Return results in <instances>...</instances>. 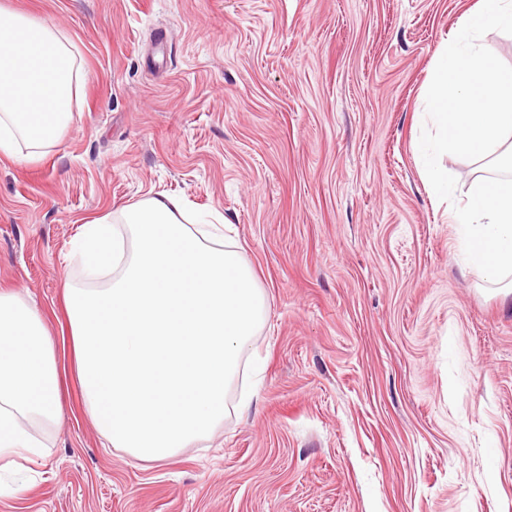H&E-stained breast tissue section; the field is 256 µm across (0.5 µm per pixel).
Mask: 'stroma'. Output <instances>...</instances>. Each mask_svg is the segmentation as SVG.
<instances>
[{
  "mask_svg": "<svg viewBox=\"0 0 512 512\" xmlns=\"http://www.w3.org/2000/svg\"><path fill=\"white\" fill-rule=\"evenodd\" d=\"M476 2L0 0L81 75L57 144L0 158V286L59 366L81 225L152 197L223 214L267 305L263 371L208 444L135 460L74 383L0 512H512V295L467 266L413 147Z\"/></svg>",
  "mask_w": 512,
  "mask_h": 512,
  "instance_id": "35a3bbf8",
  "label": "stroma"
}]
</instances>
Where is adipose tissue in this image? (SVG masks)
<instances>
[{
  "mask_svg": "<svg viewBox=\"0 0 512 512\" xmlns=\"http://www.w3.org/2000/svg\"><path fill=\"white\" fill-rule=\"evenodd\" d=\"M74 58L51 26L0 8V156L37 161L72 119ZM83 225L79 256L115 267L104 289L65 288L87 415L113 447L163 462L209 440L266 298L223 215L200 219L170 198ZM120 223V224H121ZM63 383L43 314L0 289V470L39 454L35 428L57 422Z\"/></svg>",
  "mask_w": 512,
  "mask_h": 512,
  "instance_id": "adipose-tissue-1",
  "label": "adipose tissue"
}]
</instances>
